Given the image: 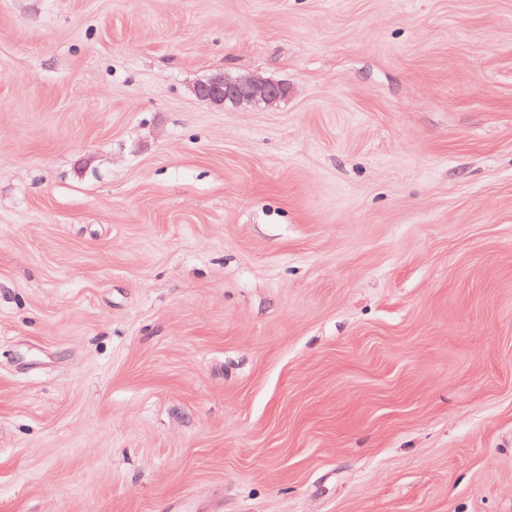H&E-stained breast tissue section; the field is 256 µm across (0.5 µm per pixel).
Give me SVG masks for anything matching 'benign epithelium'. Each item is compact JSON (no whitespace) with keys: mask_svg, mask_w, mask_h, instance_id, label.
<instances>
[{"mask_svg":"<svg viewBox=\"0 0 512 512\" xmlns=\"http://www.w3.org/2000/svg\"><path fill=\"white\" fill-rule=\"evenodd\" d=\"M194 92L197 98L211 104L271 106L288 97L289 87L254 74H217L197 84Z\"/></svg>","mask_w":512,"mask_h":512,"instance_id":"obj_1","label":"benign epithelium"}]
</instances>
